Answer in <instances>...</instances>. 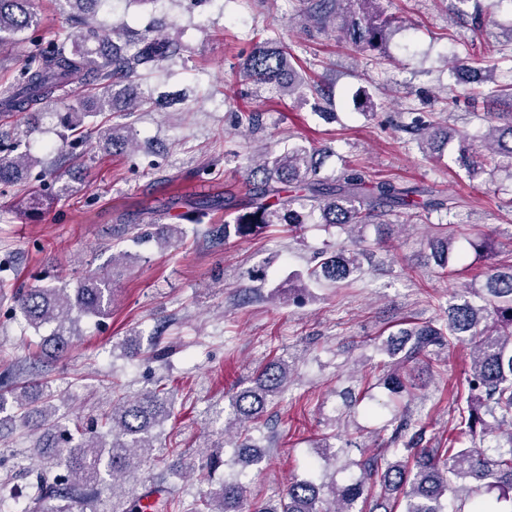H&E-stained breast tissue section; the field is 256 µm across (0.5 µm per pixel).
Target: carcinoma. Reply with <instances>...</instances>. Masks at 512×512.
Listing matches in <instances>:
<instances>
[{"instance_id": "1", "label": "carcinoma", "mask_w": 512, "mask_h": 512, "mask_svg": "<svg viewBox=\"0 0 512 512\" xmlns=\"http://www.w3.org/2000/svg\"><path fill=\"white\" fill-rule=\"evenodd\" d=\"M380 0H314L310 17L324 30L362 52H382L387 31L396 18L379 9ZM70 16L79 26L70 41L48 48L34 47L27 66L14 81L0 87V120L16 112L26 116L25 127L12 140L0 139V185L9 187L26 178L28 171L41 165L63 180L56 161H46L21 149L37 128L42 105L50 102L58 90L73 84L82 87L100 85L102 91L91 100L75 94L68 112V124L86 129V119L99 112L117 108L133 112L145 105L136 78L178 57L182 46L159 29H147L127 35L121 45L111 34L122 31L126 23L106 28L96 21L100 0H64ZM38 23L31 0H0V46ZM456 64L479 76V83L491 80V69L483 59L468 54L456 58ZM239 74L257 84L270 85L280 96L295 99L309 89L323 93V85L308 86L297 78L288 59V48L271 40L257 41L239 63ZM486 98L504 101L508 111L495 112L486 129L470 134L439 121L428 120L421 113L410 112L404 129L417 132L426 157L440 153L449 144L458 147L459 161L471 178L498 170L512 180V85H497L480 91ZM105 148L125 153L136 137L123 124L112 125L99 133ZM247 181L250 198L237 203L231 194L224 195V210L233 222H224L216 233L248 237L273 224H286L298 231L306 224H333L350 230L362 229L386 215L408 218L451 212L457 207L453 197L439 196L419 185L400 186L390 180L368 183L366 175L346 168L340 176H319L315 150L304 144L294 145L282 153H268L249 166ZM182 229L177 224H159L144 237L133 238L138 245L155 242L166 249L177 244ZM363 239L355 240L352 249H327L316 257L311 275L317 280L344 283L361 269ZM454 237H436L428 242L430 255L445 267L460 259L454 252ZM476 250L489 260L485 272L487 293L483 304L465 299L448 306L444 322H414L390 337L386 352L391 361L382 381L396 394L412 395L413 371L423 364L434 348L450 349L469 346L470 368L467 395L456 394L453 400L454 429L446 448H427L424 427H416L408 414L400 417L387 441L394 460L379 453L364 455L350 462L358 475L346 483L329 482L317 477L288 483L278 499L255 502L251 512H363L358 504L375 499L373 509L382 512H501L498 504L512 508V263L495 262L494 240L481 235ZM112 281L94 270L88 271L73 289L67 286H35L15 296V307L35 330L49 328L40 345L47 357L66 353L77 325L84 318H100L112 311ZM288 362L275 358L267 362L244 387L229 398L224 410V434L242 438L240 448L248 451L246 463L259 464L263 455L252 444L251 431L268 411L269 404L289 382ZM55 391L44 383L30 387L12 386L0 390V429L20 417L43 430L37 444V457L56 460L62 473L49 479L36 475V493L40 499L56 501L52 512H70V500L76 485H97L109 477L117 484L125 474L148 466L155 452V427L168 420L172 400L165 388H155L130 397L113 390L112 408L102 426L107 435L92 429L79 440L56 418ZM490 416L489 423L484 416ZM493 436V444L474 448L463 438L475 437L477 430ZM111 441H106V437ZM218 444L206 439L188 455L171 450L169 469L181 475L195 466L211 469L219 464L213 449ZM244 473L234 472L224 479L218 492L207 493L193 512H243L248 500ZM497 491L495 502L483 494Z\"/></svg>"}]
</instances>
